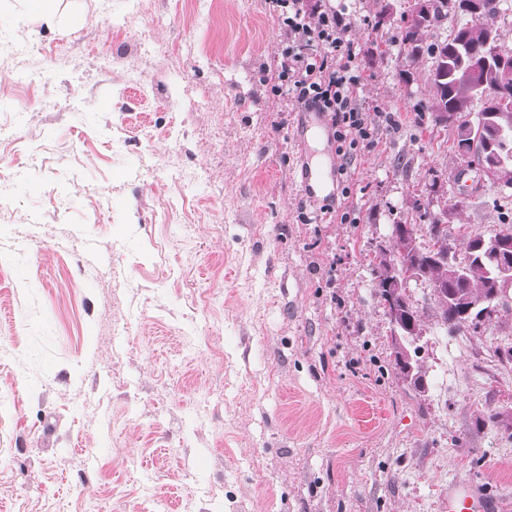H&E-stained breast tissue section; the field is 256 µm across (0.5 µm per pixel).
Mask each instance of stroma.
I'll use <instances>...</instances> for the list:
<instances>
[{
  "label": "stroma",
  "instance_id": "35a3bbf8",
  "mask_svg": "<svg viewBox=\"0 0 512 512\" xmlns=\"http://www.w3.org/2000/svg\"><path fill=\"white\" fill-rule=\"evenodd\" d=\"M403 9L349 7L378 139L339 177L350 223L306 224L265 0H56L50 27L0 0V61L30 47L0 70V512H447L468 479L512 498L488 417L512 409V302L477 334L427 320L421 395L374 288L396 223L428 242L433 190L449 227L504 228L498 188L454 178Z\"/></svg>",
  "mask_w": 512,
  "mask_h": 512
}]
</instances>
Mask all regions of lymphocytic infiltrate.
Instances as JSON below:
<instances>
[{
  "instance_id": "lymphocytic-infiltrate-1",
  "label": "lymphocytic infiltrate",
  "mask_w": 512,
  "mask_h": 512,
  "mask_svg": "<svg viewBox=\"0 0 512 512\" xmlns=\"http://www.w3.org/2000/svg\"><path fill=\"white\" fill-rule=\"evenodd\" d=\"M286 36L271 78L273 93L291 95L332 121L336 153L353 159L374 145L377 125L360 104L357 53L345 37L344 0H267Z\"/></svg>"
}]
</instances>
